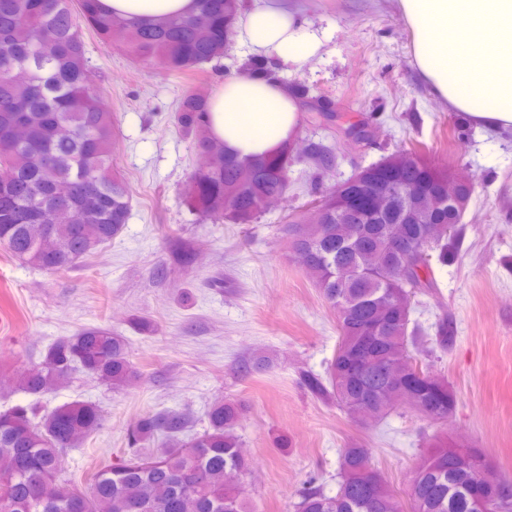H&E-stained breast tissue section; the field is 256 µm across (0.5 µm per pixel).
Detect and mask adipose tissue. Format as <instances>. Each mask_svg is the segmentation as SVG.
I'll return each mask as SVG.
<instances>
[{
	"label": "adipose tissue",
	"mask_w": 512,
	"mask_h": 512,
	"mask_svg": "<svg viewBox=\"0 0 512 512\" xmlns=\"http://www.w3.org/2000/svg\"><path fill=\"white\" fill-rule=\"evenodd\" d=\"M193 0H100L144 20L185 15ZM421 77L450 109L490 130L512 128V0H400ZM246 53L295 69L324 38L280 0H251L238 27ZM212 134L242 156L262 155L298 132L300 106L286 84L246 72L209 96Z\"/></svg>",
	"instance_id": "obj_1"
}]
</instances>
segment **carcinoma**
Returning a JSON list of instances; mask_svg holds the SVG:
<instances>
[{
    "mask_svg": "<svg viewBox=\"0 0 512 512\" xmlns=\"http://www.w3.org/2000/svg\"><path fill=\"white\" fill-rule=\"evenodd\" d=\"M244 0H196V11L142 22L99 8V0H0V71L21 70V79L0 78V247L23 263L50 272L71 269L121 234L131 210L130 187L114 168L116 129L100 95L92 94L83 19L102 40L133 59L167 72L199 70L224 56ZM199 166L183 187L186 204L214 222L249 224L267 199L286 192L290 145L270 156L241 157L209 132L207 101L190 90L174 113ZM307 158L323 171L333 165L329 148L313 145ZM450 171L420 153L397 168L384 159L320 197L312 212L295 216L302 271L336 311V354L326 374H307L315 395L335 399L364 421H379L415 401L424 417L445 421L457 396L442 378L418 376L412 349L448 346V323L428 338L412 319L415 299L435 288L433 265H448L464 231L448 222V206L435 223L404 246L415 207L409 188L448 183ZM394 179L397 208L370 223L366 195L371 182ZM250 201L241 211L236 197ZM70 210L73 224H45L43 205ZM83 373L114 390L139 374L126 337L90 327L47 349L16 388L40 396ZM241 405L215 401L203 432L184 434L177 413L142 415L129 432L128 452L103 465L78 488L64 475L63 456L103 425L99 407L75 401L39 415L35 404L0 411V512H258L236 489L248 469L235 428ZM161 447L151 448L156 442ZM484 452L439 438L422 456L408 501L401 500L370 464L365 448H346L337 491L301 492L296 512H512L503 509L506 486L483 470ZM374 482L368 491V482Z\"/></svg>",
    "mask_w": 512,
    "mask_h": 512,
    "instance_id": "carcinoma-1",
    "label": "carcinoma"
}]
</instances>
